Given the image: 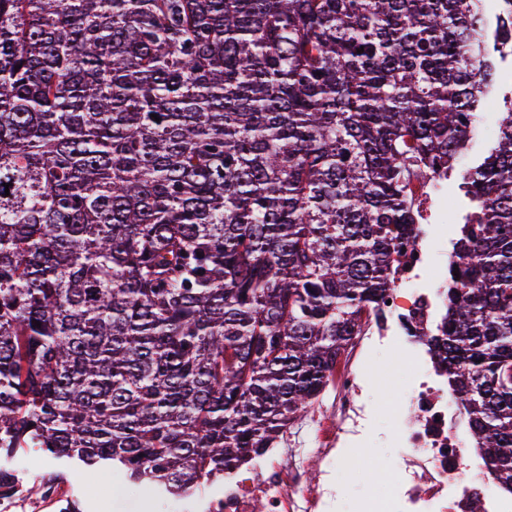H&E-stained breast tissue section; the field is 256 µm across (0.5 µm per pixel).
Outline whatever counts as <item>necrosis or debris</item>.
Masks as SVG:
<instances>
[{"mask_svg":"<svg viewBox=\"0 0 512 512\" xmlns=\"http://www.w3.org/2000/svg\"><path fill=\"white\" fill-rule=\"evenodd\" d=\"M395 288L389 289L384 321L370 320L345 348L333 376L330 405L314 411L318 467L290 464L296 456L299 426L290 424L278 453L236 469L224 482L223 496L205 512H332L343 460L358 455L378 414L366 400V356L377 346L398 350L413 370L402 401L391 411L392 437L406 448L394 468L378 473L364 512H512V497L471 483L468 448L453 409L448 378L441 374L425 342L434 335L448 304L447 270L433 271L432 250L424 225L399 258Z\"/></svg>","mask_w":512,"mask_h":512,"instance_id":"4bbe7bcc","label":"necrosis or debris"}]
</instances>
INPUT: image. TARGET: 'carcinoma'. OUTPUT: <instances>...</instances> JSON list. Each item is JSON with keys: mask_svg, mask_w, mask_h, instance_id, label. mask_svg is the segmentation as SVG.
<instances>
[{"mask_svg": "<svg viewBox=\"0 0 512 512\" xmlns=\"http://www.w3.org/2000/svg\"><path fill=\"white\" fill-rule=\"evenodd\" d=\"M482 3L0 0V456L224 484L330 385L414 188L454 175L428 343L512 492V96L455 166L512 57V0ZM497 113L484 114L476 128L473 142V149L469 156L459 160L458 166L465 167L472 158L480 154L488 145V141L495 135V124L497 122Z\"/></svg>", "mask_w": 512, "mask_h": 512, "instance_id": "1", "label": "carcinoma"}]
</instances>
